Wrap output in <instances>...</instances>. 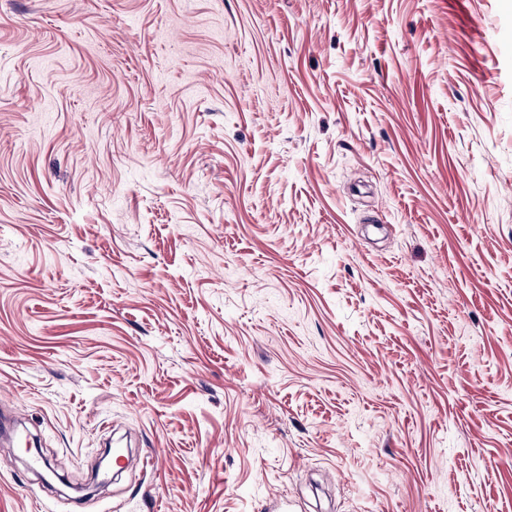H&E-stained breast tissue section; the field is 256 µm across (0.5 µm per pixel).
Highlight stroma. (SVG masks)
I'll use <instances>...</instances> for the list:
<instances>
[{
	"label": "stroma",
	"instance_id": "obj_1",
	"mask_svg": "<svg viewBox=\"0 0 512 512\" xmlns=\"http://www.w3.org/2000/svg\"><path fill=\"white\" fill-rule=\"evenodd\" d=\"M0 512H512V0H0Z\"/></svg>",
	"mask_w": 512,
	"mask_h": 512
}]
</instances>
